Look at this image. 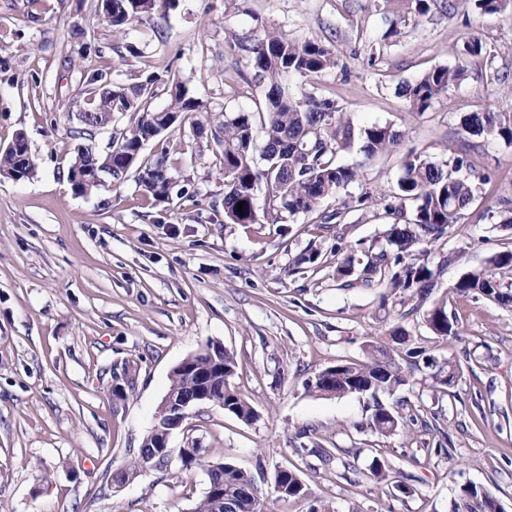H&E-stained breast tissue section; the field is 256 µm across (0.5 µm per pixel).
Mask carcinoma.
Returning <instances> with one entry per match:
<instances>
[{
    "mask_svg": "<svg viewBox=\"0 0 512 512\" xmlns=\"http://www.w3.org/2000/svg\"><path fill=\"white\" fill-rule=\"evenodd\" d=\"M175 0H97L96 13L109 12L108 23L116 32L154 14L166 17ZM253 77L265 87L264 102L251 111L224 112L214 131V141L223 158L224 220L229 224H280L297 214L315 216L317 224H338L352 208L369 204L382 206L385 214L397 222L385 231L386 246L377 252L364 251L362 257L349 252L336 261V280L348 285L347 278L362 266V282L367 286L383 287L380 309L385 316L413 300H426L436 287L443 262L432 268L425 258L424 244L442 238L452 224H457L481 197L491 175L477 170L474 154L469 150L453 153L439 162L408 151L401 158V174L387 194L366 191L357 197H345L348 186L359 180L364 161L391 154L401 144L402 134L390 125L374 124L361 133L363 160L351 165L337 162V155L350 140L348 126L343 121L341 106L336 100L310 91L292 93L288 78L300 76L316 81L337 66L336 54L328 47L310 40H288L278 32L266 31L252 45L243 47ZM467 77L463 65L433 67L412 82L399 87L400 95L410 109L428 110L437 100L448 95V89ZM166 98L161 108L151 104ZM206 105L189 95L183 81L151 73L140 82L129 85L107 84L103 70L87 80L86 122L72 130L75 139L90 140L97 130L118 114L133 113L137 119L131 128L112 137L108 153L93 151V145L77 148L68 172L85 168L91 159L103 162L112 158V180L122 183L130 172L137 174L142 199L157 206L170 200L172 193H184L166 149L145 153L150 143L161 142L164 134L190 124L200 135L204 126L198 114ZM462 128L472 135H486L512 144V117L505 112L485 109L470 112L461 120ZM263 134L260 159H255V137ZM35 170L30 149L0 151V176L15 174L28 179ZM263 202H258V193ZM338 199L339 207L321 211L326 198ZM242 210H237L238 203ZM414 204L413 219L404 224L406 203ZM512 275V249L492 255L487 266L467 272L455 285L461 294L481 295L504 306L512 305V289L503 288L502 278ZM426 323L436 336H457L458 322L448 314V301L433 303L426 312ZM386 338H376L366 344V359L360 362H338L319 371L331 377L325 387L312 379L309 390L321 396L368 395L373 401L371 413L361 428L388 438L418 424L419 413L407 401L384 404L380 396H392L410 384L412 365L432 368L435 384L446 387L455 382L459 366L448 360L442 364L413 347L407 330L396 325L385 331ZM212 396L224 402V411L249 423L257 419L254 407L231 385L218 381ZM155 430L144 437L138 456L122 469L117 477L135 479L150 464L156 453ZM208 491L197 502L193 512H219L211 488L224 487V512H273L256 495L252 474L235 464L215 459L206 462ZM373 479L386 485L391 492L406 491L395 479L390 467L374 459ZM276 499L301 497L308 488L297 473L289 468L277 473ZM496 499L484 488L474 484L460 487L452 504V512H495Z\"/></svg>",
    "mask_w": 512,
    "mask_h": 512,
    "instance_id": "obj_1",
    "label": "carcinoma"
}]
</instances>
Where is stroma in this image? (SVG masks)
I'll list each match as a JSON object with an SVG mask.
<instances>
[{"instance_id": "1", "label": "stroma", "mask_w": 512, "mask_h": 512, "mask_svg": "<svg viewBox=\"0 0 512 512\" xmlns=\"http://www.w3.org/2000/svg\"><path fill=\"white\" fill-rule=\"evenodd\" d=\"M97 0H0V149L24 134L32 178L0 177V512H191L203 497L206 461L223 458L256 478L276 512H451L461 484L488 489L512 512V306L457 294L455 284L512 248L501 226L512 200V146L471 138L470 112L512 113V7L483 14L473 0L447 10L433 0L416 16L405 0H176L167 19L125 34L96 13ZM312 40L339 64L315 81L336 99L353 133L338 154L362 163L360 132L388 124L403 146L434 160L478 145L479 167L494 180L460 223L428 244L430 264L445 255L434 298H447L458 336L428 328V303L383 318L380 291L339 287L340 248L381 249L390 222L381 210L348 213L328 226L299 214L283 224L224 221V173L211 134L167 135L185 192L150 207L135 177L88 196L67 171L78 145L69 131L84 107L93 70L111 82L175 75L211 113L248 110L264 88L250 81L245 52L265 31ZM487 54L466 80L424 113L397 86L435 66L462 62L466 41ZM500 74L504 83L493 82ZM352 195L389 190L398 155L362 163ZM319 250L323 265L298 260ZM403 326L427 356L460 367L448 391L427 368L406 393L429 420L382 438L361 427L367 396L324 397L306 382L338 361H361L387 325ZM230 349V383L258 411L246 424L215 405L196 409L169 441L198 448L203 464L147 466L134 481L112 477L138 454L170 386L173 368L207 343ZM446 453H437L438 445ZM332 453L325 462L318 449ZM406 478L408 493L387 495L369 475L373 458ZM300 471L307 497L276 500L278 469Z\"/></svg>"}]
</instances>
